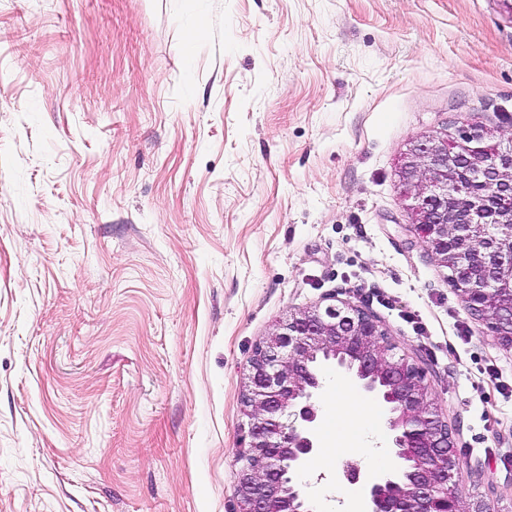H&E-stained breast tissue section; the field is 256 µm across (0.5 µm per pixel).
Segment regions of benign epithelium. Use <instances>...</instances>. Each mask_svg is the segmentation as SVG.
<instances>
[{
  "label": "benign epithelium",
  "mask_w": 512,
  "mask_h": 512,
  "mask_svg": "<svg viewBox=\"0 0 512 512\" xmlns=\"http://www.w3.org/2000/svg\"><path fill=\"white\" fill-rule=\"evenodd\" d=\"M398 177L414 230L451 269L450 286L512 347V210L487 217L492 201L512 199V139L497 141L468 122L446 127L411 143ZM481 224L498 231L479 232ZM393 349L376 316L348 302L315 305L277 322L249 361L248 443L239 458L236 512H312L297 472L318 451L319 358L388 407L390 448L402 466L368 482V512H494L461 489L453 431L423 371Z\"/></svg>",
  "instance_id": "obj_1"
}]
</instances>
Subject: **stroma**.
Returning a JSON list of instances; mask_svg holds the SVG:
<instances>
[{
	"label": "stroma",
	"instance_id": "1",
	"mask_svg": "<svg viewBox=\"0 0 512 512\" xmlns=\"http://www.w3.org/2000/svg\"><path fill=\"white\" fill-rule=\"evenodd\" d=\"M464 122L512 138L505 0H0V512H235L254 348L330 293L512 512V348L399 188Z\"/></svg>",
	"mask_w": 512,
	"mask_h": 512
}]
</instances>
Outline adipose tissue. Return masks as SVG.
Instances as JSON below:
<instances>
[{
    "instance_id": "adipose-tissue-1",
    "label": "adipose tissue",
    "mask_w": 512,
    "mask_h": 512,
    "mask_svg": "<svg viewBox=\"0 0 512 512\" xmlns=\"http://www.w3.org/2000/svg\"><path fill=\"white\" fill-rule=\"evenodd\" d=\"M327 422L344 450L362 455L372 469L387 467L389 459L370 403L360 399L344 383H336L327 402Z\"/></svg>"
}]
</instances>
